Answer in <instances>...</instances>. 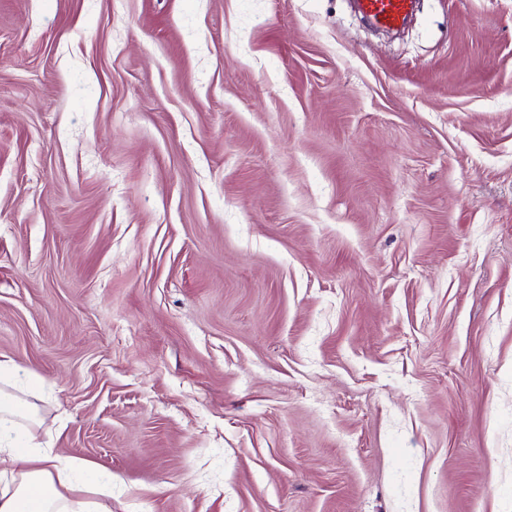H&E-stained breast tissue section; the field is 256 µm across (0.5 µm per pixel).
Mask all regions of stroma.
Listing matches in <instances>:
<instances>
[{"label":"stroma","instance_id":"stroma-1","mask_svg":"<svg viewBox=\"0 0 512 512\" xmlns=\"http://www.w3.org/2000/svg\"><path fill=\"white\" fill-rule=\"evenodd\" d=\"M0 357L112 512H512V0H0ZM413 4V0H357L358 10L375 26L385 29L402 26Z\"/></svg>","mask_w":512,"mask_h":512}]
</instances>
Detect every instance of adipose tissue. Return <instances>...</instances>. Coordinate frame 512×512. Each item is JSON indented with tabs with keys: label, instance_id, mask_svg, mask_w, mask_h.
<instances>
[{
	"label": "adipose tissue",
	"instance_id": "ef3b65f1",
	"mask_svg": "<svg viewBox=\"0 0 512 512\" xmlns=\"http://www.w3.org/2000/svg\"><path fill=\"white\" fill-rule=\"evenodd\" d=\"M23 376L30 384L38 382L13 360H0V512H112L94 502L111 497V479L76 483L81 462L51 455L38 442L39 406L10 391Z\"/></svg>",
	"mask_w": 512,
	"mask_h": 512
}]
</instances>
